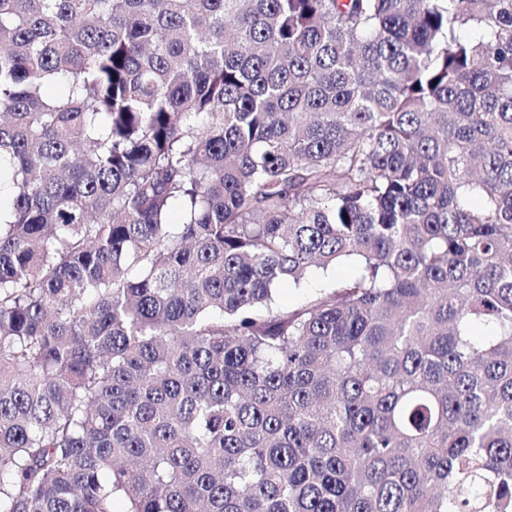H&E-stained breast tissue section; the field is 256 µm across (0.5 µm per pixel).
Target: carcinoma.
<instances>
[{"instance_id": "obj_1", "label": "carcinoma", "mask_w": 512, "mask_h": 512, "mask_svg": "<svg viewBox=\"0 0 512 512\" xmlns=\"http://www.w3.org/2000/svg\"><path fill=\"white\" fill-rule=\"evenodd\" d=\"M118 500L512 512V0H0V512ZM357 264L352 261L343 260L331 267L325 274L314 272L309 279L297 287L284 286L280 288L275 296L273 309L275 311H285L298 306L303 303L307 298L318 292V288L324 281H342L354 277L357 274Z\"/></svg>"}]
</instances>
